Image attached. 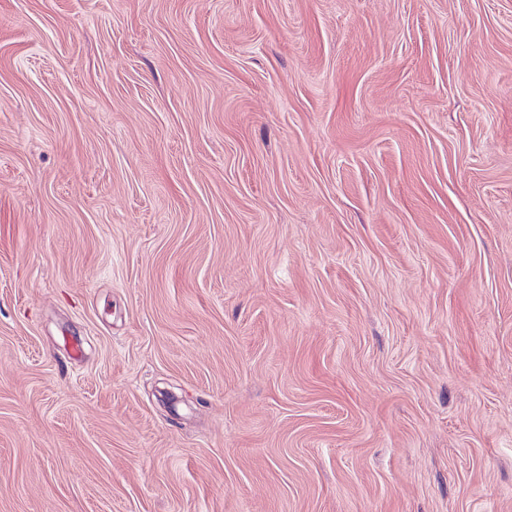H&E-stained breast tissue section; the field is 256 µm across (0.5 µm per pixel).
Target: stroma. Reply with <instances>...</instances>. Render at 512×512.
<instances>
[{
    "instance_id": "1",
    "label": "stroma",
    "mask_w": 512,
    "mask_h": 512,
    "mask_svg": "<svg viewBox=\"0 0 512 512\" xmlns=\"http://www.w3.org/2000/svg\"><path fill=\"white\" fill-rule=\"evenodd\" d=\"M0 512H512V0H0Z\"/></svg>"
}]
</instances>
